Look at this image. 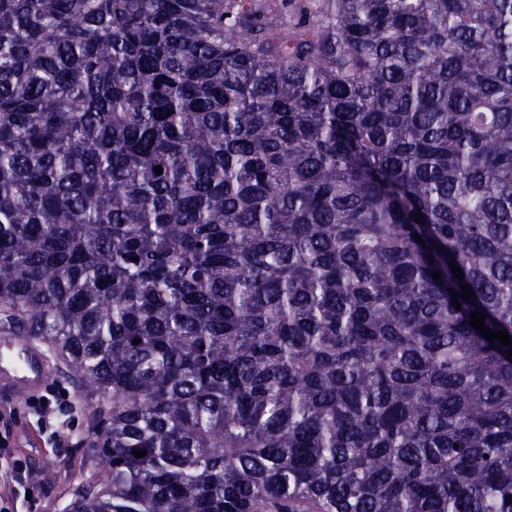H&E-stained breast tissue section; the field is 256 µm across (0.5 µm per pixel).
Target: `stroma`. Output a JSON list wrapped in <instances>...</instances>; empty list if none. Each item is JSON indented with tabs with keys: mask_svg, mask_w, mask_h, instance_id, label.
<instances>
[{
	"mask_svg": "<svg viewBox=\"0 0 512 512\" xmlns=\"http://www.w3.org/2000/svg\"><path fill=\"white\" fill-rule=\"evenodd\" d=\"M95 413V402L61 376L41 394L12 400L0 395V429L13 433L10 454L0 455V474L14 460L26 467L18 488V512H62L88 462L78 440Z\"/></svg>",
	"mask_w": 512,
	"mask_h": 512,
	"instance_id": "1",
	"label": "stroma"
}]
</instances>
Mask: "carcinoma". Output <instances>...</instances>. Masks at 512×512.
Returning a JSON list of instances; mask_svg holds the SVG:
<instances>
[{"label": "carcinoma", "instance_id": "1", "mask_svg": "<svg viewBox=\"0 0 512 512\" xmlns=\"http://www.w3.org/2000/svg\"><path fill=\"white\" fill-rule=\"evenodd\" d=\"M475 311L512 337V0H0V334L98 402L67 512H512Z\"/></svg>", "mask_w": 512, "mask_h": 512}]
</instances>
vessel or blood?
I'll list each match as a JSON object with an SVG mask.
<instances>
[{
    "mask_svg": "<svg viewBox=\"0 0 512 512\" xmlns=\"http://www.w3.org/2000/svg\"><path fill=\"white\" fill-rule=\"evenodd\" d=\"M54 366L38 341L29 336H0V392L24 398L38 392Z\"/></svg>",
    "mask_w": 512,
    "mask_h": 512,
    "instance_id": "1",
    "label": "vessel or blood"
}]
</instances>
